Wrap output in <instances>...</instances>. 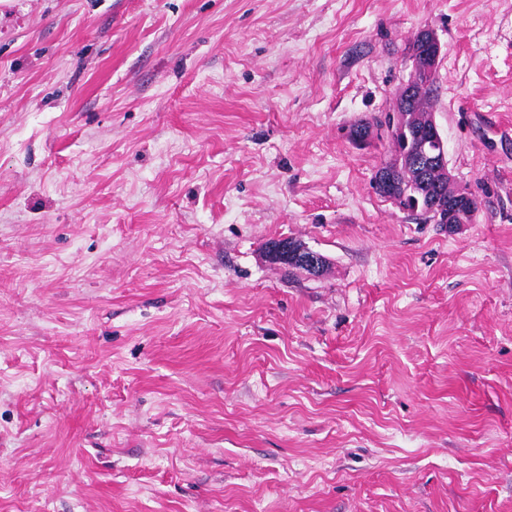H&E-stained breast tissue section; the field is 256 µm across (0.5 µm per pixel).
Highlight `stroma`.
<instances>
[{"label": "stroma", "instance_id": "1", "mask_svg": "<svg viewBox=\"0 0 512 512\" xmlns=\"http://www.w3.org/2000/svg\"><path fill=\"white\" fill-rule=\"evenodd\" d=\"M0 512H512V0H0ZM425 40L428 50L425 53L417 55L423 49L424 44L418 38V35L410 43L408 48L412 62L410 75L399 88L396 96V106L394 112H407L409 103L414 97L423 95L415 102L418 110L424 111L430 108L433 98L434 83L438 76L439 64L442 56V45L438 37L431 31L424 30L419 33ZM416 55V56H414ZM414 56V57H413ZM426 91V92H425ZM430 120L431 125L426 126L425 130L418 134L421 138L419 156L411 163V168L418 179L428 177L433 171H441L447 175L448 180L443 174L438 173L433 179L424 183L403 174L398 180L395 192L403 196L402 203L405 208L413 209L417 206V214L424 216L425 219L434 220L440 224L438 221H443L445 218L444 224H450V228L458 224H470L476 213L472 203L473 196L469 188L458 184L452 177L448 169L446 151L442 150L439 153L429 147L431 141L444 142L433 112ZM452 193L453 198L448 200ZM430 212L433 213L430 214ZM447 214L448 217H445ZM436 216L440 219L436 220ZM274 254L281 259V261H287L288 267L292 268H302L297 263H293L288 259H293V261H299L301 264L307 266L312 271L317 269L318 262L317 257L318 254L313 252L307 248H299L295 249V246L292 244H282L276 248H274ZM303 269V268H302Z\"/></svg>", "mask_w": 512, "mask_h": 512}]
</instances>
